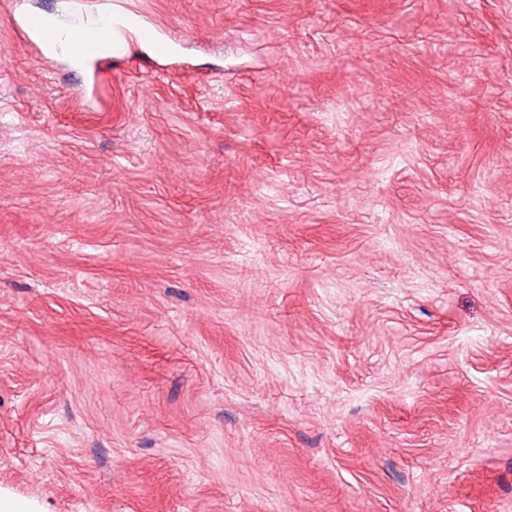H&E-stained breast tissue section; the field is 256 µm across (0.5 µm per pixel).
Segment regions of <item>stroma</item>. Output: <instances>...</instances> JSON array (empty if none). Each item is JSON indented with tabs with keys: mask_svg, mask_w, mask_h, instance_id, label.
Listing matches in <instances>:
<instances>
[{
	"mask_svg": "<svg viewBox=\"0 0 512 512\" xmlns=\"http://www.w3.org/2000/svg\"><path fill=\"white\" fill-rule=\"evenodd\" d=\"M0 5V501L512 512V0ZM19 27L33 44L45 52L42 58L48 60L46 53L56 44L58 39L56 25L45 16L33 13L24 15ZM131 14H104L95 23L80 25L70 31L68 52L78 62L116 60L123 57L125 33L135 29L143 43L164 48L155 30L138 24Z\"/></svg>",
	"mask_w": 512,
	"mask_h": 512,
	"instance_id": "obj_1",
	"label": "stroma"
}]
</instances>
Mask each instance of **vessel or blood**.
Instances as JSON below:
<instances>
[{
    "label": "vessel or blood",
    "mask_w": 512,
    "mask_h": 512,
    "mask_svg": "<svg viewBox=\"0 0 512 512\" xmlns=\"http://www.w3.org/2000/svg\"><path fill=\"white\" fill-rule=\"evenodd\" d=\"M28 39L42 50H50L57 42L58 29L45 16L33 13L24 15L19 23ZM136 29L139 38L147 44H158L155 30L136 24L130 14H104L95 23L81 25L70 31L68 52L78 62L116 60L124 53V36L129 29Z\"/></svg>",
    "instance_id": "1"
}]
</instances>
